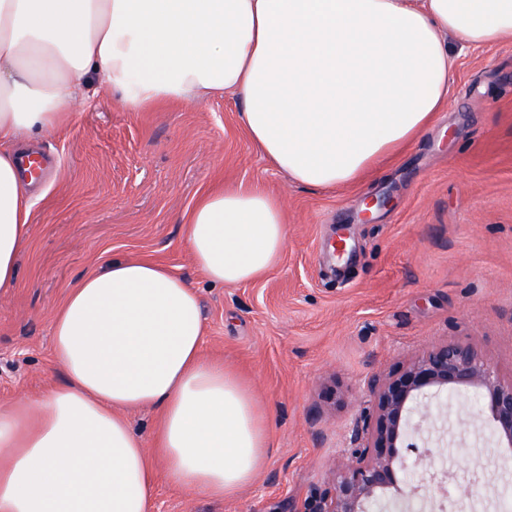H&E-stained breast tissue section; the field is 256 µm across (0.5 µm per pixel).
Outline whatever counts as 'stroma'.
<instances>
[{
    "label": "stroma",
    "mask_w": 512,
    "mask_h": 512,
    "mask_svg": "<svg viewBox=\"0 0 512 512\" xmlns=\"http://www.w3.org/2000/svg\"><path fill=\"white\" fill-rule=\"evenodd\" d=\"M241 109L230 94L145 112L94 99L32 143L52 171L29 188L28 244L0 291V405L62 384L52 314L68 288L112 259L148 257L194 286L205 355L244 374L267 410L272 448L252 483L216 502L161 478L152 512H274L283 497L309 499L353 448L369 379L432 345H474L512 377V42L462 54L448 109L353 187L290 183L242 130ZM221 184L285 206L288 246L262 280L212 283L187 252L183 216ZM376 196L388 205L363 220ZM452 408L473 416L470 432L420 447L470 488L474 512H503L512 452L479 418L475 391ZM407 477L416 496L387 493L370 512H462L457 496L438 508L424 470Z\"/></svg>",
    "instance_id": "stroma-1"
}]
</instances>
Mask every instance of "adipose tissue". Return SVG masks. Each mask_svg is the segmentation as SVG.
Segmentation results:
<instances>
[{
  "mask_svg": "<svg viewBox=\"0 0 512 512\" xmlns=\"http://www.w3.org/2000/svg\"><path fill=\"white\" fill-rule=\"evenodd\" d=\"M512 42V0H0V289L33 205L23 140L96 96L131 112L230 93L277 170L332 190L393 163L448 106L459 56ZM214 283L263 279L287 246L285 207L216 187L184 219ZM64 375L0 407V512H151L157 475L223 500L269 455L252 387L202 350L196 289L149 258L85 272L52 318ZM158 412L151 439L125 414Z\"/></svg>",
  "mask_w": 512,
  "mask_h": 512,
  "instance_id": "adipose-tissue-1",
  "label": "adipose tissue"
}]
</instances>
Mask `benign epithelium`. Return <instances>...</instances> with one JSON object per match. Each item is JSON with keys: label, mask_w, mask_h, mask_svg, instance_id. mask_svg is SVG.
Here are the masks:
<instances>
[{"label": "benign epithelium", "mask_w": 512, "mask_h": 512, "mask_svg": "<svg viewBox=\"0 0 512 512\" xmlns=\"http://www.w3.org/2000/svg\"><path fill=\"white\" fill-rule=\"evenodd\" d=\"M368 388L370 400L355 433L358 447L327 470L326 488L303 510L285 499L277 512H369V503L390 490L415 495L419 486L397 479V473L407 469L401 449L423 437L422 427L412 421L414 412L442 393L476 390L481 417L500 447L512 448V380L501 379L469 344L436 345L398 371L372 376Z\"/></svg>", "instance_id": "7a95c632"}]
</instances>
